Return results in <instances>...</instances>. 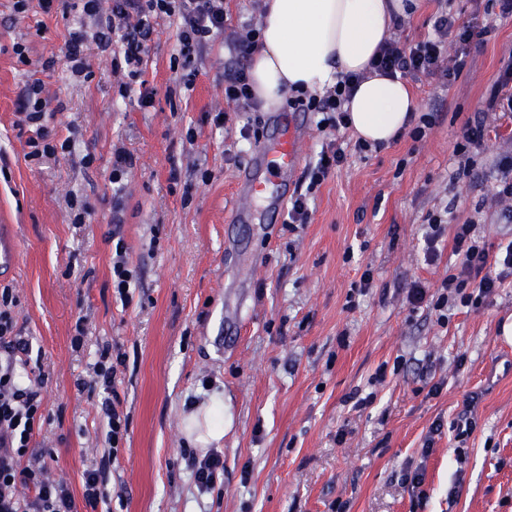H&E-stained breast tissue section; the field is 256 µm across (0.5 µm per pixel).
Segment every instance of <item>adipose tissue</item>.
<instances>
[{"label":"adipose tissue","instance_id":"ef3b65f1","mask_svg":"<svg viewBox=\"0 0 512 512\" xmlns=\"http://www.w3.org/2000/svg\"><path fill=\"white\" fill-rule=\"evenodd\" d=\"M261 46L248 59L256 103L265 112L281 108L297 89L322 92L341 76L362 74L349 104L355 133L371 143H389L409 126L417 104L405 81L367 73L402 0H265ZM198 446L224 437V403L211 399L183 419Z\"/></svg>","mask_w":512,"mask_h":512}]
</instances>
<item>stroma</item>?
Returning <instances> with one entry per match:
<instances>
[{
    "mask_svg": "<svg viewBox=\"0 0 512 512\" xmlns=\"http://www.w3.org/2000/svg\"><path fill=\"white\" fill-rule=\"evenodd\" d=\"M0 0V225L16 241L0 289L29 342L23 376H45L44 412L31 448L52 454V476L81 496L83 472L110 445L103 393L80 387L102 343L113 346L114 386L128 429L106 472L112 512H512V285L477 307L440 315L437 288L455 269L451 235L434 262L423 223L447 210L449 224L474 222L490 253L512 239L492 168L512 154V113L485 112L512 59V16L493 0H448L484 28L460 76L408 79L421 141L402 134L349 153L310 203V221L253 208L231 223L238 177L255 147L240 128L269 113L228 112V35L261 21L263 0H224L214 34L183 83L178 16L158 19L142 64L153 103L123 91V69L100 52L96 18L80 0L26 12ZM83 26L93 76L65 66L71 27ZM24 54H16V46ZM40 79L43 125L71 152L28 159L30 129L16 127L18 95ZM484 116L488 134L471 149V176L455 178L453 155L466 122ZM134 159L114 193L112 155ZM121 205L129 303L112 283V207ZM83 221H76V214ZM372 284L361 291L363 272ZM425 282L424 306L407 300ZM83 332L81 347L72 338ZM443 390L428 394L429 381ZM224 400V477L202 492L191 473L205 451L182 419L210 395ZM372 396L358 408L353 394ZM443 429L431 434L435 420ZM475 427L458 438L465 420ZM429 455H422L425 438ZM423 482L402 481L407 467Z\"/></svg>",
    "mask_w": 512,
    "mask_h": 512,
    "instance_id": "1",
    "label": "stroma"
}]
</instances>
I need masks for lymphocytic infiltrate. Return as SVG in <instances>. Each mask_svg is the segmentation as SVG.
<instances>
[{
  "label": "lymphocytic infiltrate",
  "mask_w": 512,
  "mask_h": 512,
  "mask_svg": "<svg viewBox=\"0 0 512 512\" xmlns=\"http://www.w3.org/2000/svg\"><path fill=\"white\" fill-rule=\"evenodd\" d=\"M172 13L182 18L179 55L186 80H194L198 53L211 34L223 31L226 26L224 0H113L109 14L104 16L105 29L99 39L101 51L123 59L129 79H137L155 19ZM259 35L258 28L248 24L230 39L238 62L225 78L224 98L246 112L254 110L255 103L243 60L259 48ZM481 36L475 26L459 21L454 13L444 10L434 20L432 37L414 44L386 40L371 64L386 75H437L452 81L462 72L465 60L459 55L448 58L449 41L467 46ZM352 90L353 81L348 78L320 96L298 91L290 96L289 105L298 111L319 113L318 128L338 130L349 124L344 105ZM475 230L472 223L454 225L453 251L460 259V266L457 272L442 279L437 306L482 303L504 286L506 277L512 276V242L493 256ZM12 302L11 290L1 289L0 512H77L81 503L93 512L107 500L104 468L84 471L83 492L77 498L65 481L51 477L46 466H36L28 460L34 430L45 419L42 386L26 384L20 379V356L28 348L23 337L15 332L10 312Z\"/></svg>",
  "instance_id": "lymphocytic-infiltrate-1"
}]
</instances>
